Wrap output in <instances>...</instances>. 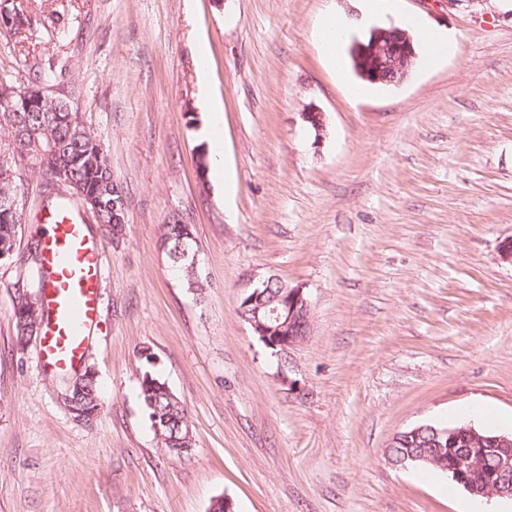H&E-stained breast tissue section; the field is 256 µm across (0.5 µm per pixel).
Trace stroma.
Listing matches in <instances>:
<instances>
[{"mask_svg":"<svg viewBox=\"0 0 512 512\" xmlns=\"http://www.w3.org/2000/svg\"><path fill=\"white\" fill-rule=\"evenodd\" d=\"M34 30H0V75L68 91L123 188L126 232H103L101 317L83 369L100 405L63 404L40 340L15 342L14 290H37L44 180L0 260V512H466L440 472L392 465L419 424L512 432V0H24ZM425 24L451 52L353 101L315 37L325 15ZM224 109L228 186L210 155L200 82ZM325 115L316 135L304 113ZM194 227L206 289L160 245ZM275 275L311 303L307 339L265 347L238 313ZM184 403L179 457L139 396L145 371ZM484 417L468 416L470 408Z\"/></svg>","mask_w":512,"mask_h":512,"instance_id":"35a3bbf8","label":"stroma"}]
</instances>
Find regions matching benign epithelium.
Returning <instances> with one entry per match:
<instances>
[{"label": "benign epithelium", "mask_w": 512, "mask_h": 512, "mask_svg": "<svg viewBox=\"0 0 512 512\" xmlns=\"http://www.w3.org/2000/svg\"><path fill=\"white\" fill-rule=\"evenodd\" d=\"M364 56V79L398 85L408 78L412 70L414 52L409 35L391 27L373 31L370 44L364 48ZM67 99L69 94L63 90L53 96L41 88L30 87L25 94V106L30 110L45 101H60L70 112L72 106ZM278 300L280 307L275 309L279 322L278 336L271 337L268 326L259 317V311L249 315L245 313L243 318L268 347L285 352L308 335L311 304L304 289L286 284ZM426 430L435 434L428 447L448 450L445 471L453 482L475 497L512 500V434L487 435L471 425L442 430L417 425L410 431L397 434L393 441L417 440L419 434Z\"/></svg>", "instance_id": "7a95c632"}]
</instances>
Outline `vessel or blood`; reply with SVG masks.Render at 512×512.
I'll return each instance as SVG.
<instances>
[{
    "instance_id": "vessel-or-blood-1",
    "label": "vessel or blood",
    "mask_w": 512,
    "mask_h": 512,
    "mask_svg": "<svg viewBox=\"0 0 512 512\" xmlns=\"http://www.w3.org/2000/svg\"><path fill=\"white\" fill-rule=\"evenodd\" d=\"M44 225L39 271L42 359L54 373L73 374L84 363L100 319V251L74 207H54Z\"/></svg>"
}]
</instances>
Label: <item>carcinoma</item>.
I'll return each instance as SVG.
<instances>
[{
	"mask_svg": "<svg viewBox=\"0 0 512 512\" xmlns=\"http://www.w3.org/2000/svg\"><path fill=\"white\" fill-rule=\"evenodd\" d=\"M9 7L17 11V24L14 31L27 32L38 23L29 14L22 2L11 3ZM25 86L11 79L0 77V193L6 192L16 201L23 200L24 185L21 174L27 167L38 170L53 187V180L63 176L81 185L88 193L95 192L99 184L106 182L117 191L104 200L101 209V222L105 231L113 236L120 235L125 225L113 222L112 206L124 208L121 184L112 174L96 135L80 120L77 112H64L54 103H45L35 112L21 110V94ZM19 208L9 209L0 205V260L13 256L21 224ZM196 246L189 238L188 225L173 222L166 225L162 246L170 260H175L180 242ZM15 341L24 348L32 337L33 329L43 325L41 306L38 301L29 302L26 311H13ZM160 381L152 373L146 372L140 383V398L148 411L149 419L161 425L160 434L167 448H181L189 454L192 435L188 423V412L179 399L168 397L161 392ZM66 409L74 417L91 419L99 405L96 378L88 377L69 386V397L63 400ZM416 452L404 443H396L388 448L392 462L406 460V464L440 470V467L426 462L407 459Z\"/></svg>",
	"mask_w": 512,
	"mask_h": 512,
	"instance_id": "cac0c4a2",
	"label": "carcinoma"
}]
</instances>
